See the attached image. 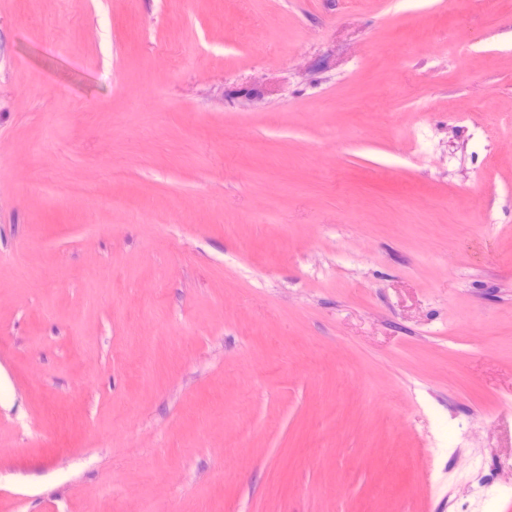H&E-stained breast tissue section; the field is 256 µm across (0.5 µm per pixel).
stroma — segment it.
I'll list each match as a JSON object with an SVG mask.
<instances>
[{
  "mask_svg": "<svg viewBox=\"0 0 512 512\" xmlns=\"http://www.w3.org/2000/svg\"><path fill=\"white\" fill-rule=\"evenodd\" d=\"M147 501L512 512V0H0V512Z\"/></svg>",
  "mask_w": 512,
  "mask_h": 512,
  "instance_id": "1",
  "label": "stroma"
}]
</instances>
